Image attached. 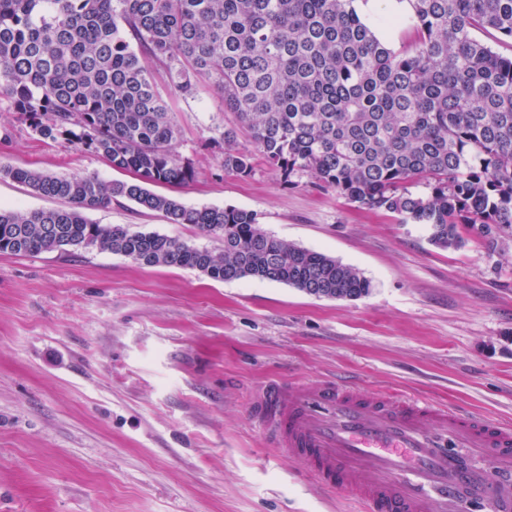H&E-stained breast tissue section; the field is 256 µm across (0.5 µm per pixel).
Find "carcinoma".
<instances>
[{
	"mask_svg": "<svg viewBox=\"0 0 512 512\" xmlns=\"http://www.w3.org/2000/svg\"><path fill=\"white\" fill-rule=\"evenodd\" d=\"M356 0H0V97L31 131L104 158L129 180L0 167L66 208L0 210V253L96 247L146 266L255 278L309 295L358 299L355 268L265 232L252 210L189 207L151 186L194 181L175 153L179 127L158 75L184 98L217 87L268 163L288 183L320 186L403 224L427 226L441 248L461 229L512 236V58L474 36L512 38V0H406L385 24L418 34L396 52ZM226 172L248 175L238 128H216ZM422 181L414 195L407 185ZM125 199L191 224L217 251L178 237L90 222Z\"/></svg>",
	"mask_w": 512,
	"mask_h": 512,
	"instance_id": "1",
	"label": "carcinoma"
}]
</instances>
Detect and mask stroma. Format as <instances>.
<instances>
[{"instance_id":"1","label":"stroma","mask_w":512,"mask_h":512,"mask_svg":"<svg viewBox=\"0 0 512 512\" xmlns=\"http://www.w3.org/2000/svg\"><path fill=\"white\" fill-rule=\"evenodd\" d=\"M192 207L257 213L268 233L334 257L372 284L353 300L215 281L95 248L0 254V512H362L268 445L248 414L267 380L331 379L512 424V238L360 207L307 175L283 183L259 151L225 172L210 148L234 122L221 94L168 91ZM0 166L121 179L101 157L44 140L0 109ZM198 247L189 224L129 201L88 212Z\"/></svg>"}]
</instances>
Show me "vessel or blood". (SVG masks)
Listing matches in <instances>:
<instances>
[{
    "label": "vessel or blood",
    "mask_w": 512,
    "mask_h": 512,
    "mask_svg": "<svg viewBox=\"0 0 512 512\" xmlns=\"http://www.w3.org/2000/svg\"><path fill=\"white\" fill-rule=\"evenodd\" d=\"M249 415L278 454L364 512H512L511 425L333 381L270 380Z\"/></svg>",
    "instance_id": "obj_1"
}]
</instances>
